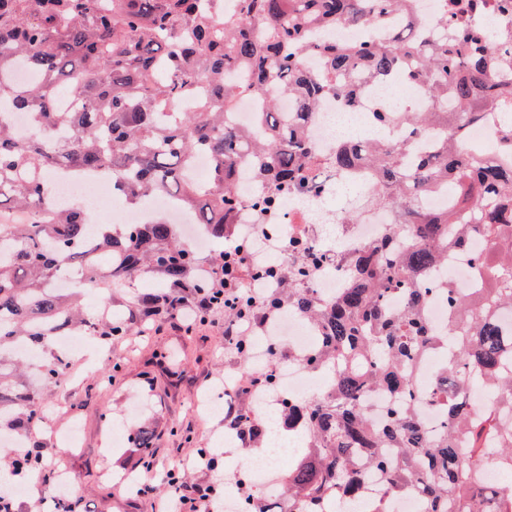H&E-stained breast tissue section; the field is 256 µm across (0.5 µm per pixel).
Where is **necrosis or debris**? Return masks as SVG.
Returning a JSON list of instances; mask_svg holds the SVG:
<instances>
[{"label": "necrosis or debris", "mask_w": 512, "mask_h": 512, "mask_svg": "<svg viewBox=\"0 0 512 512\" xmlns=\"http://www.w3.org/2000/svg\"><path fill=\"white\" fill-rule=\"evenodd\" d=\"M359 86L355 99L341 101L328 94L309 114L305 130L316 162L299 185L280 194L275 205L262 206L269 189L256 178L251 166L244 161L236 166L232 186L240 206L229 234L242 265L239 291L254 306L263 305L271 289L279 287V274L304 254L315 257L316 262L299 287L312 301L329 306L351 284L347 256L382 240L400 219L397 209L371 207L361 210L358 219L351 222L328 206L342 187L366 192L372 183L370 169H361L358 178L353 179L332 165L339 144L337 119L346 116L352 124L361 126L370 113L398 106L397 100L381 93L373 79H361ZM52 182L57 198L81 205L94 215L118 204L117 198L105 190L103 181L76 180L59 170L53 174ZM155 215L179 225L194 250H203L209 244L208 232L191 224L181 207L164 195L152 199L130 221L144 224ZM321 330L319 320L285 306L256 321L225 320V350L233 351L238 343H248L249 364L244 367L225 363L223 378L205 387L193 404L203 412L228 418L247 411L250 418L264 423L269 439L268 448L255 455L247 435L225 429V448L246 453L234 473L235 481L255 492L251 499L237 493L225 494V512H302L303 503H289L281 495L277 478L294 455L293 442L302 438L305 424L299 410L308 401L330 397L335 389L333 374L325 367L314 368L306 363ZM273 350L279 352L280 360L272 368L268 362Z\"/></svg>", "instance_id": "necrosis-or-debris-1"}]
</instances>
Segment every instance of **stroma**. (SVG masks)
Here are the masks:
<instances>
[{
  "mask_svg": "<svg viewBox=\"0 0 512 512\" xmlns=\"http://www.w3.org/2000/svg\"><path fill=\"white\" fill-rule=\"evenodd\" d=\"M111 378H103V371ZM224 373V314L214 312L208 324L187 328L185 321H144L114 342L112 354L71 385L56 416L60 428L71 419L83 423L84 445L67 452L63 446L45 447L48 471L68 468L74 478L70 501L82 512H154L150 499L117 486H104L98 475L123 471L130 465L129 447L109 445L112 427L145 428L155 435V472L177 466L190 480L223 485L240 451L224 452L223 417L190 409L187 401ZM215 462L207 470L197 462L198 449Z\"/></svg>",
  "mask_w": 512,
  "mask_h": 512,
  "instance_id": "obj_1",
  "label": "stroma"
}]
</instances>
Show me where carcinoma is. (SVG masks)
I'll list each match as a JSON object with an SVG mask.
<instances>
[{"label": "carcinoma", "instance_id": "cac0c4a2", "mask_svg": "<svg viewBox=\"0 0 512 512\" xmlns=\"http://www.w3.org/2000/svg\"><path fill=\"white\" fill-rule=\"evenodd\" d=\"M406 0H0V101L30 119L32 133L17 137L0 116V241L13 245L0 255V435H26L41 421L43 394L61 383L62 367L50 346L64 327L94 332L110 342L121 321L90 322L70 296L53 284L63 266L78 269L86 285L109 291L135 280L145 270L171 285L190 288L197 258L180 241L172 224L157 217L146 226L125 225L122 233L103 226L85 238L89 213L52 201L48 178L56 167L75 175H99L138 207L158 194L178 198L196 223L224 241L237 199L232 175L248 156L254 173L282 190L305 177L314 162L299 126L321 96L351 95L344 76L355 67L386 81L396 78L431 97L426 112L406 113L412 133L425 135L436 125L448 129L435 151L421 153L416 143L388 147L375 140L348 141L336 149V170L348 173L367 165L375 171L374 205L395 202L403 208L391 237L366 253L350 257L354 284L327 309L288 285L266 302L273 313L286 301L296 312L325 321L319 350L308 357L315 367L338 364L331 398L302 408L309 437L288 469V497L318 503L330 490H361L365 475L357 466L384 476L391 492L418 487L430 512H489L498 498L482 486L487 454L512 473V420L493 410L469 414L462 389L496 388L512 405V339L489 311L512 305V289L479 288L470 297L451 284L422 280L428 268L448 263L442 239L470 255L476 267L490 270L485 253H471L468 228L486 241L512 235V163L488 160L480 147L464 146L470 126L512 102V49L492 30L468 26L464 16L483 0H457L443 12L439 34L403 29L390 42L374 40L314 45L317 27L340 23L380 26ZM311 52L323 60L320 73L308 74L298 60ZM22 63L39 76L16 84L4 77ZM288 92L297 110H278L270 87ZM80 102L76 112H58L63 93ZM262 101L264 135L257 138L224 121L237 99ZM67 132L61 141L50 137ZM205 150L213 158L209 180L199 185L193 162ZM448 186L456 203L431 213L415 203L419 194ZM224 277L234 284L239 259L219 252ZM448 304L445 334L432 331L421 315L428 294ZM215 309L244 321L262 314L239 295ZM454 341L445 363L447 386L433 398L443 408L444 425L431 435L414 412L415 366L438 345ZM40 348L37 383L23 371V350ZM394 394L385 426L373 428L364 413L367 389ZM154 434L129 433V444L149 457Z\"/></svg>", "mask_w": 512, "mask_h": 512}]
</instances>
